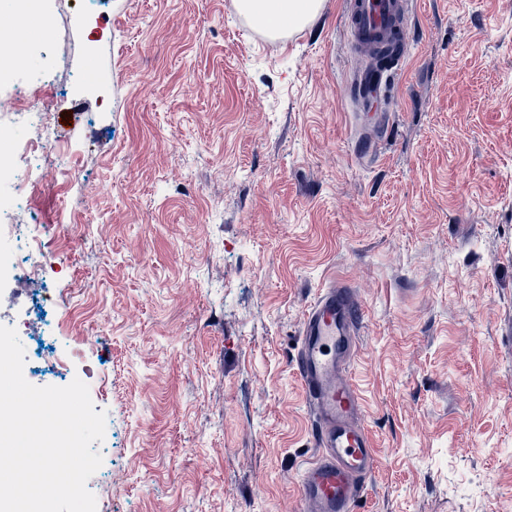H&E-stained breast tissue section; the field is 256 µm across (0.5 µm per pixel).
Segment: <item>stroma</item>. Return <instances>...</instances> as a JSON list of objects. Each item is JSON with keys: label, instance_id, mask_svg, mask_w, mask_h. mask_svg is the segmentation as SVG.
<instances>
[{"label": "stroma", "instance_id": "stroma-1", "mask_svg": "<svg viewBox=\"0 0 512 512\" xmlns=\"http://www.w3.org/2000/svg\"><path fill=\"white\" fill-rule=\"evenodd\" d=\"M40 10L24 70L65 50L96 72L39 104V166L73 177L0 239V325L38 332L46 293L68 370L27 381L94 371L97 512H300L318 450L292 360L334 282L365 314L361 512H512V0H417L373 137L341 0L279 40L235 0ZM34 241L45 269L15 281Z\"/></svg>", "mask_w": 512, "mask_h": 512}]
</instances>
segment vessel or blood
I'll return each mask as SVG.
<instances>
[{
	"label": "vessel or blood",
	"mask_w": 512,
	"mask_h": 512,
	"mask_svg": "<svg viewBox=\"0 0 512 512\" xmlns=\"http://www.w3.org/2000/svg\"><path fill=\"white\" fill-rule=\"evenodd\" d=\"M415 0H345L346 29L354 50L404 52V30ZM358 119L383 91L369 68L357 72ZM364 311L351 289H321L302 321L295 371L309 410V428L320 453L298 480L304 512H360L377 468L364 424V406L349 374L359 347Z\"/></svg>",
	"instance_id": "1"
}]
</instances>
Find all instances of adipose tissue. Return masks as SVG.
<instances>
[{
  "label": "adipose tissue",
  "mask_w": 512,
  "mask_h": 512,
  "mask_svg": "<svg viewBox=\"0 0 512 512\" xmlns=\"http://www.w3.org/2000/svg\"><path fill=\"white\" fill-rule=\"evenodd\" d=\"M323 6L324 0H236L238 11L270 35L301 30Z\"/></svg>",
  "instance_id": "ef3b65f1"
}]
</instances>
